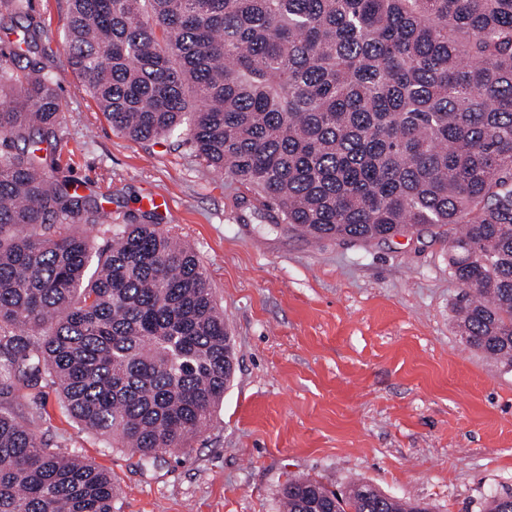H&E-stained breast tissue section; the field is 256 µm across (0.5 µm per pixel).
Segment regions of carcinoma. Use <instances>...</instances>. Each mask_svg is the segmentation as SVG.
Wrapping results in <instances>:
<instances>
[{
  "mask_svg": "<svg viewBox=\"0 0 512 512\" xmlns=\"http://www.w3.org/2000/svg\"><path fill=\"white\" fill-rule=\"evenodd\" d=\"M0 65V512H117L112 475L43 443L54 384L107 447L150 461L210 424L235 352L194 250L55 179L63 126L26 0ZM65 50L112 127L185 137L315 240L445 227L456 327L512 369V0H68ZM284 512H428L309 477Z\"/></svg>",
  "mask_w": 512,
  "mask_h": 512,
  "instance_id": "cac0c4a2",
  "label": "carcinoma"
}]
</instances>
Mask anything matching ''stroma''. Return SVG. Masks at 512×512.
Masks as SVG:
<instances>
[{"label":"stroma","mask_w":512,"mask_h":512,"mask_svg":"<svg viewBox=\"0 0 512 512\" xmlns=\"http://www.w3.org/2000/svg\"><path fill=\"white\" fill-rule=\"evenodd\" d=\"M65 120L54 175L112 213L191 243L235 344V373L208 429L140 467L106 448L42 387L39 434L55 451L109 471L119 512H280L294 476L347 490L357 477L432 512H482L512 495V370L456 333L448 241H314L278 223L248 187L206 167L186 142H134L114 130L63 48L67 0H29Z\"/></svg>","instance_id":"1"}]
</instances>
